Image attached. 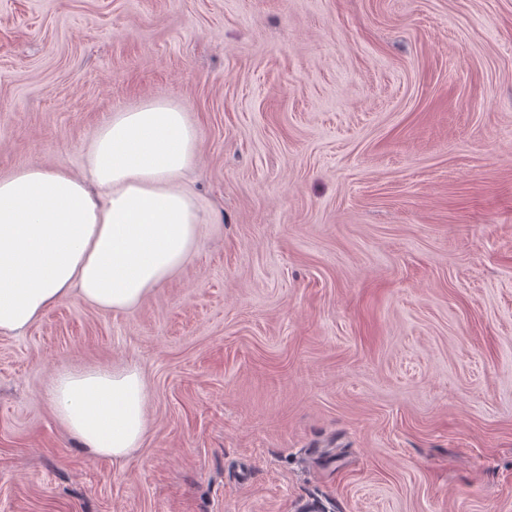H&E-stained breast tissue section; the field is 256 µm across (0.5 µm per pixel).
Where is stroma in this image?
Returning a JSON list of instances; mask_svg holds the SVG:
<instances>
[{
  "mask_svg": "<svg viewBox=\"0 0 512 512\" xmlns=\"http://www.w3.org/2000/svg\"><path fill=\"white\" fill-rule=\"evenodd\" d=\"M197 131L193 255L0 334V512H512V0H0V177ZM130 363L94 457L44 392Z\"/></svg>",
  "mask_w": 512,
  "mask_h": 512,
  "instance_id": "1",
  "label": "stroma"
}]
</instances>
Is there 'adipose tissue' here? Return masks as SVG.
Wrapping results in <instances>:
<instances>
[{"instance_id": "obj_1", "label": "adipose tissue", "mask_w": 512, "mask_h": 512, "mask_svg": "<svg viewBox=\"0 0 512 512\" xmlns=\"http://www.w3.org/2000/svg\"><path fill=\"white\" fill-rule=\"evenodd\" d=\"M196 159L182 110L150 100L113 113L82 171L28 166L0 178V333L24 332L71 296L126 312L169 280L203 220L182 183ZM47 397L92 454L119 461L141 447L147 391L137 366L58 372Z\"/></svg>"}]
</instances>
